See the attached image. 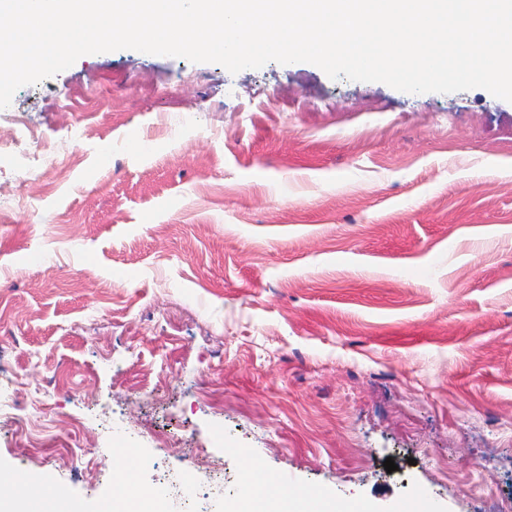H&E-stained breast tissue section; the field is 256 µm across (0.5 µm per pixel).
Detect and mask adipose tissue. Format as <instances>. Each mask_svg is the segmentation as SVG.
<instances>
[{
	"label": "adipose tissue",
	"mask_w": 512,
	"mask_h": 512,
	"mask_svg": "<svg viewBox=\"0 0 512 512\" xmlns=\"http://www.w3.org/2000/svg\"><path fill=\"white\" fill-rule=\"evenodd\" d=\"M126 487L123 495L102 503L99 512H163V499L159 492L137 487L131 475H123ZM273 478L247 476L242 483L230 512H368L364 502L329 503L318 492L295 491L286 496L272 490Z\"/></svg>",
	"instance_id": "obj_1"
}]
</instances>
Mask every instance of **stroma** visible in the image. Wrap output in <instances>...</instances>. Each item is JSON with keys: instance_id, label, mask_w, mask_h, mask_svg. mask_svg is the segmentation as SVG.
<instances>
[{"instance_id": "35a3bbf8", "label": "stroma", "mask_w": 512, "mask_h": 512, "mask_svg": "<svg viewBox=\"0 0 512 512\" xmlns=\"http://www.w3.org/2000/svg\"><path fill=\"white\" fill-rule=\"evenodd\" d=\"M33 127L79 165L45 162ZM18 193L11 512L46 474L98 512L128 467L166 512H226L250 468L371 512H512L511 102L87 54L0 109V207ZM35 361L52 410L28 437ZM480 469L491 497L462 489Z\"/></svg>"}]
</instances>
